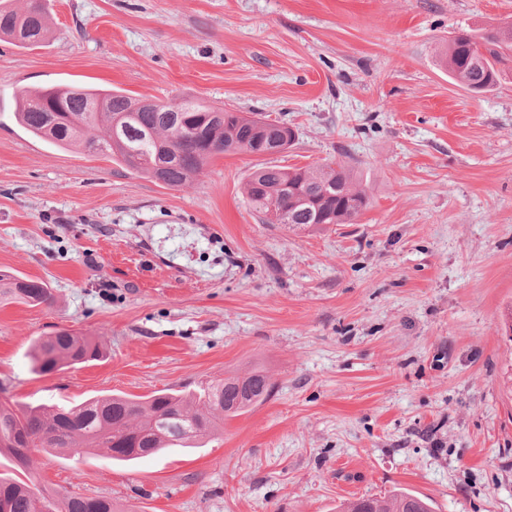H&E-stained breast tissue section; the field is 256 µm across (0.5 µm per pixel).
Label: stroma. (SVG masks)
<instances>
[{
    "label": "stroma",
    "instance_id": "1",
    "mask_svg": "<svg viewBox=\"0 0 512 512\" xmlns=\"http://www.w3.org/2000/svg\"><path fill=\"white\" fill-rule=\"evenodd\" d=\"M52 38L0 41V393L77 404L188 396L253 370L270 396L202 448L130 464L33 449L45 497L124 512H337L403 488L436 512H512V62L475 95L441 63L512 0H45ZM193 97L292 127L288 151L224 154L172 189L14 120L34 87ZM343 159L352 224L262 223L255 166ZM103 361L40 374L42 335ZM0 294L29 305L49 303L52 296L43 282L14 274H0ZM47 508V512H120L112 498L89 497L74 492L49 501Z\"/></svg>",
    "mask_w": 512,
    "mask_h": 512
}]
</instances>
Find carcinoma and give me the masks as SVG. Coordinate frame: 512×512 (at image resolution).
<instances>
[{"instance_id": "carcinoma-1", "label": "carcinoma", "mask_w": 512, "mask_h": 512, "mask_svg": "<svg viewBox=\"0 0 512 512\" xmlns=\"http://www.w3.org/2000/svg\"><path fill=\"white\" fill-rule=\"evenodd\" d=\"M507 31L492 29L482 36L468 34L448 41L443 65L449 76L470 91H488L500 80L497 64L512 50V22ZM43 0H29L22 12L0 5V37L21 47L49 39ZM100 102L104 111L88 106ZM133 98L96 87H57L24 90L16 100V121L30 134L58 147L79 144L90 154L108 153L127 168L171 188L188 185L205 165L224 152L252 153L259 143L286 141L292 129L263 121L255 114L218 112L202 102L172 100L159 108L144 105L131 111ZM246 201L263 223L283 213L293 227L313 224L310 212L298 203L306 195L310 207L328 216L330 224H352L369 206V196L352 169L338 164L286 168L265 165L247 177ZM0 294L29 305L51 300L42 282L0 274ZM100 342L61 328L35 341L34 370L58 371L97 360ZM273 384L268 375L226 376L199 391L203 408L191 411L171 390H159L140 400L114 394L73 406L21 407L0 402V454L18 466H29L30 448H66L75 456L106 449L112 460L129 462L165 449L199 448L204 440L224 431V421L263 402ZM36 485L30 479L0 478L3 512H38ZM48 512H120L112 499L68 493L48 504ZM344 512H434L424 497L404 489L383 498H360Z\"/></svg>"}]
</instances>
